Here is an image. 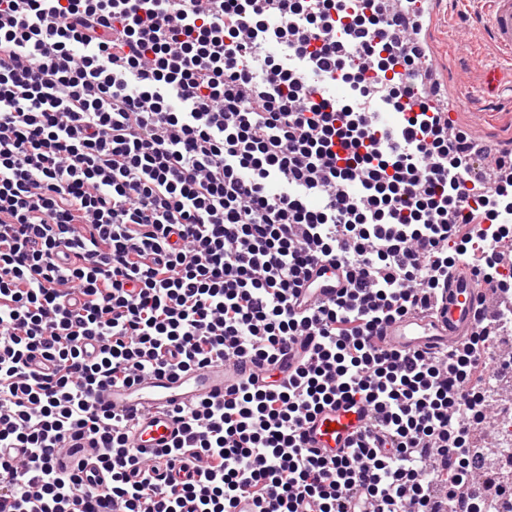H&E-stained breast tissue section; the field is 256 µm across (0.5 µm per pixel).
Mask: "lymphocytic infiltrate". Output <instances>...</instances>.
Masks as SVG:
<instances>
[{
	"mask_svg": "<svg viewBox=\"0 0 512 512\" xmlns=\"http://www.w3.org/2000/svg\"><path fill=\"white\" fill-rule=\"evenodd\" d=\"M417 2L0 0V512H497L468 470L496 320L457 349L382 341L459 268L512 292V149L488 181L415 92ZM323 261L345 288L297 308ZM242 359L265 378L147 455L96 405ZM330 405L361 410L333 457L302 441ZM84 436L95 483L52 464Z\"/></svg>",
	"mask_w": 512,
	"mask_h": 512,
	"instance_id": "1",
	"label": "lymphocytic infiltrate"
}]
</instances>
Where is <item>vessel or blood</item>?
Returning a JSON list of instances; mask_svg holds the SVG:
<instances>
[{
  "label": "vessel or blood",
  "instance_id": "vessel-or-blood-1",
  "mask_svg": "<svg viewBox=\"0 0 512 512\" xmlns=\"http://www.w3.org/2000/svg\"><path fill=\"white\" fill-rule=\"evenodd\" d=\"M485 2L494 43L512 56V0ZM489 309L487 288L465 270L451 279L436 302L433 316L414 315L391 323L385 341L407 352L451 348L475 329L479 312ZM230 375V369L221 365L155 373L134 385L108 389L100 404L110 410L137 414V426L131 437L133 446L160 448L173 438L177 429L171 407L223 400ZM355 423L353 413L327 409L308 425V445L325 455L339 454L346 450Z\"/></svg>",
  "mask_w": 512,
  "mask_h": 512
}]
</instances>
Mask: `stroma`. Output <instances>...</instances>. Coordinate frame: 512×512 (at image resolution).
Listing matches in <instances>:
<instances>
[{"label":"stroma","instance_id":"stroma-1","mask_svg":"<svg viewBox=\"0 0 512 512\" xmlns=\"http://www.w3.org/2000/svg\"><path fill=\"white\" fill-rule=\"evenodd\" d=\"M485 16L483 0H434L422 37L454 97L456 124L497 148H512V57L492 45ZM489 69L501 77L492 93L484 87Z\"/></svg>","mask_w":512,"mask_h":512}]
</instances>
